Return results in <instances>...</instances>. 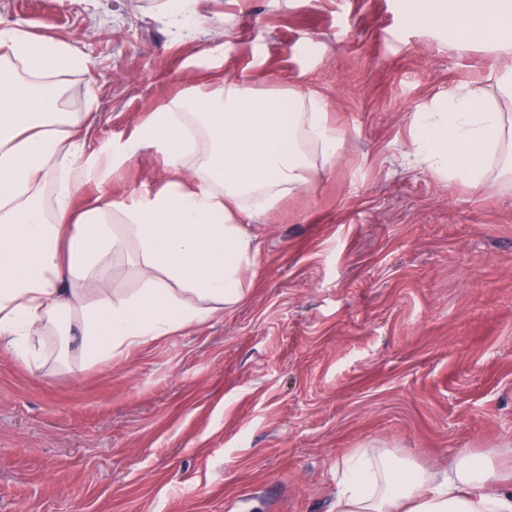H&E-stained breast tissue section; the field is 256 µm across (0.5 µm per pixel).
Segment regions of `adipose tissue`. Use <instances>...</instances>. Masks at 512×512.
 Masks as SVG:
<instances>
[{
    "label": "adipose tissue",
    "mask_w": 512,
    "mask_h": 512,
    "mask_svg": "<svg viewBox=\"0 0 512 512\" xmlns=\"http://www.w3.org/2000/svg\"><path fill=\"white\" fill-rule=\"evenodd\" d=\"M423 26L460 28L493 44L512 34V0H407ZM70 44L0 27V347L31 363L61 317L76 320L81 353L115 351L188 329L245 297L258 247L241 216L270 212L340 155L327 104L297 88L265 90L227 78L152 112L137 133L96 151L93 112L62 111L44 78L85 67ZM419 152L472 189L512 173V123L469 92L415 120ZM173 180L160 190L77 209L89 183L111 181L143 147ZM138 260L143 288L115 296L112 255ZM331 512H512V474L463 453L430 472L365 448L336 467Z\"/></svg>",
    "instance_id": "1"
}]
</instances>
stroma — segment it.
<instances>
[{
    "mask_svg": "<svg viewBox=\"0 0 512 512\" xmlns=\"http://www.w3.org/2000/svg\"><path fill=\"white\" fill-rule=\"evenodd\" d=\"M175 37L153 0H0V22L87 61L57 81L94 109L90 148L200 86L199 63L328 106L340 157L251 219L242 302L86 362L78 334L38 365L0 351V512H330L336 466L376 447L430 469L512 465V182L422 160L417 113L491 94L506 51L410 20L405 0H199ZM169 179L145 148L84 200Z\"/></svg>",
    "mask_w": 512,
    "mask_h": 512,
    "instance_id": "1",
    "label": "stroma"
}]
</instances>
